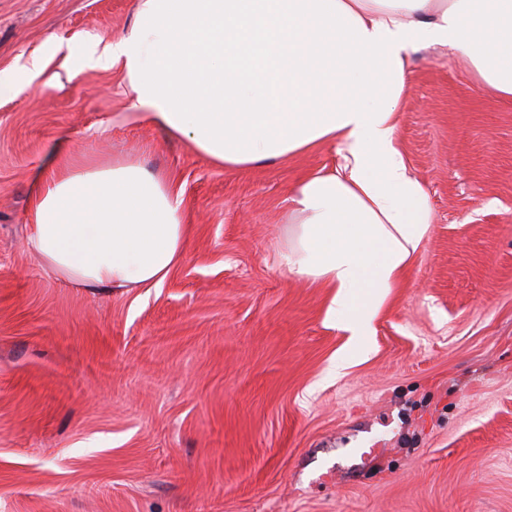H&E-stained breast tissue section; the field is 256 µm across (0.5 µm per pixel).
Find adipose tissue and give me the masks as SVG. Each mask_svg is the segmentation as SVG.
Listing matches in <instances>:
<instances>
[{"instance_id": "adipose-tissue-1", "label": "adipose tissue", "mask_w": 512, "mask_h": 512, "mask_svg": "<svg viewBox=\"0 0 512 512\" xmlns=\"http://www.w3.org/2000/svg\"><path fill=\"white\" fill-rule=\"evenodd\" d=\"M434 45L512 98V0H142L131 33L85 42L81 62L122 66L130 109L230 170L336 146L334 170L289 194L282 262L332 288L327 321L362 344L432 224L396 130L409 56ZM185 234L180 196L128 160L43 184L29 245L87 288L157 287Z\"/></svg>"}]
</instances>
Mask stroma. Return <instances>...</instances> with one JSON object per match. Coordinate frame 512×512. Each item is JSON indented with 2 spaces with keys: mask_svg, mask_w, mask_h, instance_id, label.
I'll use <instances>...</instances> for the list:
<instances>
[{
  "mask_svg": "<svg viewBox=\"0 0 512 512\" xmlns=\"http://www.w3.org/2000/svg\"><path fill=\"white\" fill-rule=\"evenodd\" d=\"M141 0H0V512H512V101L423 48L398 147L430 234L363 348L280 262L332 145L230 171L128 108L85 39ZM131 159L183 200L158 287L98 290L27 244L38 187ZM349 354L350 365L333 364Z\"/></svg>",
  "mask_w": 512,
  "mask_h": 512,
  "instance_id": "obj_1",
  "label": "stroma"
}]
</instances>
